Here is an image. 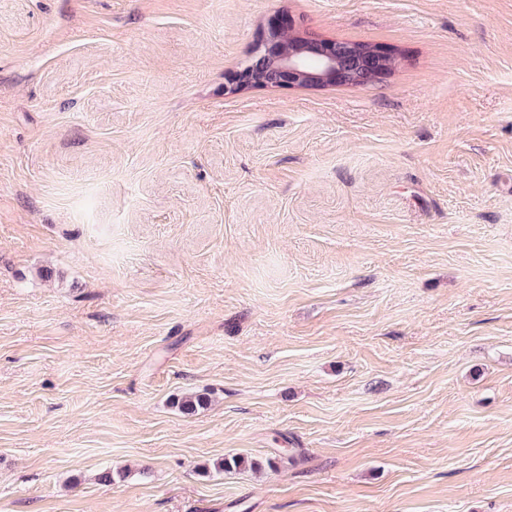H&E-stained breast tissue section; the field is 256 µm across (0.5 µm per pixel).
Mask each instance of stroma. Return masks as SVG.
I'll use <instances>...</instances> for the list:
<instances>
[{
	"label": "stroma",
	"mask_w": 512,
	"mask_h": 512,
	"mask_svg": "<svg viewBox=\"0 0 512 512\" xmlns=\"http://www.w3.org/2000/svg\"><path fill=\"white\" fill-rule=\"evenodd\" d=\"M0 512H512V0H0ZM286 29L284 24H272L265 37L264 44H259V49L264 54L277 53V67L280 71L278 81L288 87H298L302 76L308 77V84L318 86L322 82L321 77L328 76L330 82L336 83L344 79V74L349 72L342 69L339 56L333 42L317 40L306 33H301L303 39L301 47L286 55L282 54L278 36ZM278 44L280 49L278 51ZM251 68L252 64L248 65L238 74L230 78L226 88L228 90L236 91L244 86H247L251 82V74H255L260 79H263L266 83H269L272 81V76L276 72V64L272 60L262 66L261 69H255L254 73L252 72Z\"/></svg>",
	"instance_id": "35a3bbf8"
}]
</instances>
